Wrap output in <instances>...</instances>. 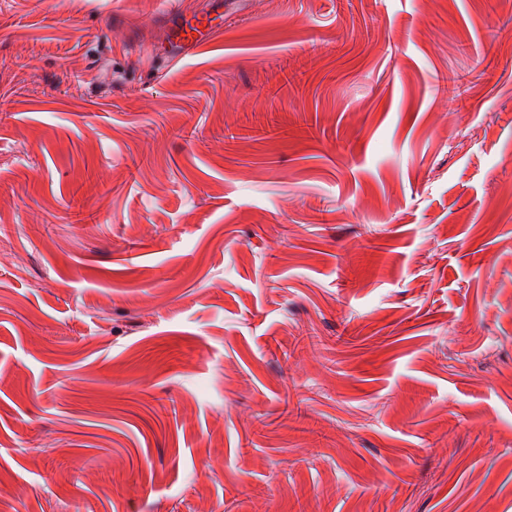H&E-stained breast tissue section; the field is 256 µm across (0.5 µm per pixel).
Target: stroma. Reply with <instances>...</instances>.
<instances>
[{"mask_svg": "<svg viewBox=\"0 0 512 512\" xmlns=\"http://www.w3.org/2000/svg\"><path fill=\"white\" fill-rule=\"evenodd\" d=\"M0 0V512H512V0ZM211 11L193 17V20L178 15H170L168 23V39L170 46L179 53H197L208 43L222 35V30L210 27L202 29V20L209 19Z\"/></svg>", "mask_w": 512, "mask_h": 512, "instance_id": "stroma-1", "label": "stroma"}]
</instances>
